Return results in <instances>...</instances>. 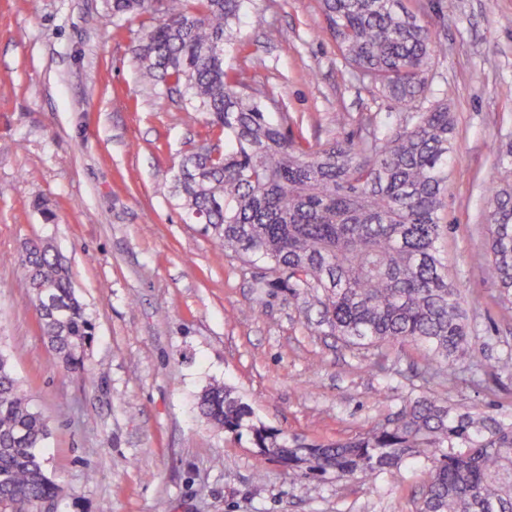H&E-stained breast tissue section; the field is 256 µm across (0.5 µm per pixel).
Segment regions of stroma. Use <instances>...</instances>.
Returning a JSON list of instances; mask_svg holds the SVG:
<instances>
[{
    "label": "stroma",
    "mask_w": 512,
    "mask_h": 512,
    "mask_svg": "<svg viewBox=\"0 0 512 512\" xmlns=\"http://www.w3.org/2000/svg\"><path fill=\"white\" fill-rule=\"evenodd\" d=\"M423 2L441 43L428 77L455 123L442 250L483 352L478 374L456 369L430 391L512 413V308L484 246L496 149L512 141V0H455L444 17ZM324 26L320 0H253L242 16L249 74L276 88L274 115L312 144L399 126L406 110L351 77ZM142 34L115 30L105 0H0V348L50 422L47 467L68 489L55 512H415L412 468L308 477L200 417L218 382L289 438L352 437L424 384L422 352L386 347L393 374L379 375L370 352L320 326L318 306L283 288L256 301V268L184 221L171 170L205 117L142 84ZM34 239L53 244L87 307V374L59 367L39 329L20 263Z\"/></svg>",
    "instance_id": "obj_1"
}]
</instances>
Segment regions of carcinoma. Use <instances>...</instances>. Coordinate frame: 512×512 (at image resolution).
<instances>
[{
    "label": "carcinoma",
    "mask_w": 512,
    "mask_h": 512,
    "mask_svg": "<svg viewBox=\"0 0 512 512\" xmlns=\"http://www.w3.org/2000/svg\"><path fill=\"white\" fill-rule=\"evenodd\" d=\"M252 0H107L113 24L147 15L133 47L144 80L183 94V110L207 116L200 142L186 153L173 191L185 218L206 225L243 267L262 265L255 299L285 288L320 304L323 323L343 345L422 350L426 380L459 365L473 372L481 349L469 336L462 298L445 262L448 163L454 119L433 97L427 73L437 41L414 0H321L325 31L354 78L369 81L411 110L398 127H374L354 141L302 146L269 105L276 94L226 66L247 60L237 24ZM490 183L486 249L502 303L512 305V142L498 147ZM39 325L54 359L84 370L94 326L68 269L51 244L33 240L21 259ZM213 428H249L258 455L323 477L376 480L410 462L424 464L417 512H512V415L493 414L422 393L363 434L336 441H290L251 423L252 409L223 384L198 397ZM44 417L0 349V512H36L65 492L48 472Z\"/></svg>",
    "instance_id": "cac0c4a2"
}]
</instances>
